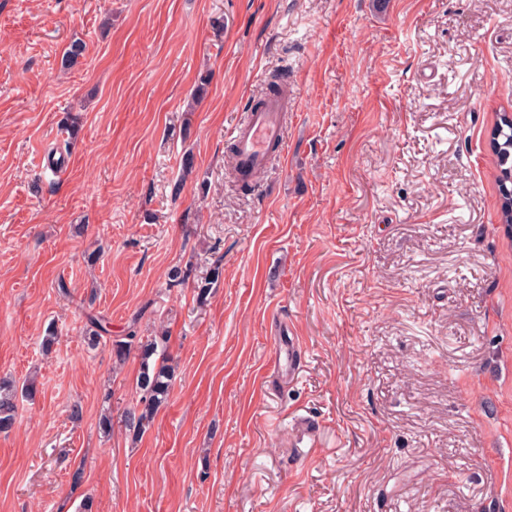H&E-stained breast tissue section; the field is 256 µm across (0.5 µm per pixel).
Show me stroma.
I'll list each match as a JSON object with an SVG mask.
<instances>
[{"label":"stroma","instance_id":"stroma-1","mask_svg":"<svg viewBox=\"0 0 512 512\" xmlns=\"http://www.w3.org/2000/svg\"><path fill=\"white\" fill-rule=\"evenodd\" d=\"M282 70L285 153L244 192L230 134ZM504 110L512 0H0V378L39 389L0 512H512ZM161 324L135 439L110 341ZM490 146L499 169L498 205L504 232L512 239V112H499L490 133ZM510 184V187L508 186ZM126 338L111 342V354L115 362L121 363L130 355L132 347L138 352V386L141 397L137 407L125 414L126 426L136 439L151 427L157 410L167 402L174 369L164 357L163 349L168 340L164 330L146 341L139 339L136 345L137 336L134 333Z\"/></svg>","mask_w":512,"mask_h":512}]
</instances>
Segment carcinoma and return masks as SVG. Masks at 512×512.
<instances>
[{"instance_id": "obj_1", "label": "carcinoma", "mask_w": 512, "mask_h": 512, "mask_svg": "<svg viewBox=\"0 0 512 512\" xmlns=\"http://www.w3.org/2000/svg\"><path fill=\"white\" fill-rule=\"evenodd\" d=\"M490 146L499 169L500 220L505 234L512 238V112L503 111L497 115L490 133ZM221 275L220 267L216 266L205 282L195 286L199 302L206 301L210 285L218 282ZM167 340L166 332L162 331L145 341L137 339L132 333L125 340L111 343V354L118 363L125 361L131 350L138 352L141 397L137 407L125 414L126 426L135 438L151 427L157 410L167 402L170 394L174 369L162 352ZM36 393L37 385L33 379L27 380L20 388L10 381L0 380V433L11 431L15 425L18 396L33 398Z\"/></svg>"}]
</instances>
